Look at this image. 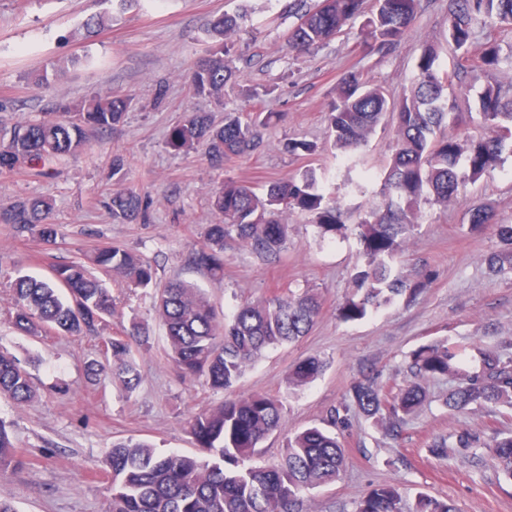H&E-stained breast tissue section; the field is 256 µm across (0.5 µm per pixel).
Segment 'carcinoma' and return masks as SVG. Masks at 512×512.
<instances>
[{
    "instance_id": "obj_1",
    "label": "carcinoma",
    "mask_w": 512,
    "mask_h": 512,
    "mask_svg": "<svg viewBox=\"0 0 512 512\" xmlns=\"http://www.w3.org/2000/svg\"><path fill=\"white\" fill-rule=\"evenodd\" d=\"M420 0H314L288 29V48L308 53L335 39L351 21L364 16L360 46L382 56L392 53L417 18ZM512 25V0H448V46L460 53L450 73L439 64L432 43L422 45L411 87L398 100L388 96L358 70L339 79L336 99L326 115L334 147L344 154L359 151L382 125L394 121L393 150L381 175L382 204L366 210L356 225L363 263L355 267L354 291L340 307L347 321L364 318L368 310L398 298L415 299L430 287L433 275L420 267L406 269L399 258L414 238L425 206L448 208L467 183L491 174L501 164L507 141H512V49L487 36L474 46L478 29ZM236 17L224 14L205 30L207 55L191 74L193 95L220 105L224 86L238 79L230 65V40ZM474 61L488 78L479 93L483 133H457L465 113L455 95L454 82ZM131 98L106 92L37 121L0 126V176L25 173L44 177L53 162L86 149L92 131L104 133L119 126ZM276 114L255 109L246 114L227 112L217 123L209 112H189L173 126L168 147L188 154L202 143L213 168L258 147L262 129ZM214 221L192 263L211 277L224 276V243L228 240L256 254L275 258L286 248V216L310 213L324 233L344 229L341 203L324 195L313 169L298 177L270 182L261 195L244 182L224 179L210 194ZM52 200L44 196L20 198L0 207V223L19 236L31 235L46 247L59 236L50 221ZM148 202L141 193L118 187L112 192V220L132 223L144 218ZM494 219L487 202L469 210V229L479 233ZM501 244L485 257L490 273L512 275V224L496 225ZM49 274L34 276L18 269L10 279L15 332L23 336L98 335L112 320V294L101 275L129 288L156 290L155 316L164 330L167 354L179 374L201 380L224 392L219 405L192 416L189 432L199 447L195 455L163 453L152 444L132 438L114 442L107 455L112 470L110 512H299L304 493L336 482L346 466V453L336 430L347 431L356 416L381 430L385 437L402 436L404 421L427 401L422 382L444 376L456 380L445 405L465 412L472 408L512 410V355L495 348L474 347L478 369L461 367L463 350L445 343L422 345L406 362L413 381L393 390L371 371L353 380L346 397L331 408L323 425L290 432L280 460L272 465L252 463L259 445L284 430V401L277 395L235 394L250 364L267 348L291 343L307 335L321 312V297L313 289L292 291L271 299L246 300L230 319H219L201 289L179 279L160 284L152 263L134 252L100 244L77 261L48 264ZM148 326L133 321L123 334L103 342L110 359L92 362L87 377L95 382L108 373L133 393L141 383L134 348L148 343ZM326 362L316 356L294 364L288 390L305 388L322 375ZM0 395L18 407L37 397L29 372L13 354L0 351ZM487 451L498 461L505 480L512 482V434L488 436L462 429L440 436L428 445L437 458L475 457ZM23 466L18 446L0 420V476ZM356 512H405L404 491L397 485L372 489ZM412 512H458L445 500L418 496Z\"/></svg>"
}]
</instances>
